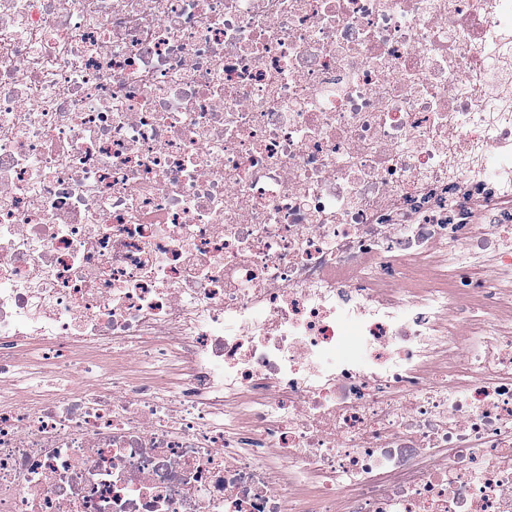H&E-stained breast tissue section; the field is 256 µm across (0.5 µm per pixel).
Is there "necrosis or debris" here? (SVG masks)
<instances>
[{"instance_id": "necrosis-or-debris-1", "label": "necrosis or debris", "mask_w": 512, "mask_h": 512, "mask_svg": "<svg viewBox=\"0 0 512 512\" xmlns=\"http://www.w3.org/2000/svg\"><path fill=\"white\" fill-rule=\"evenodd\" d=\"M512 0H0V512H512Z\"/></svg>"}]
</instances>
